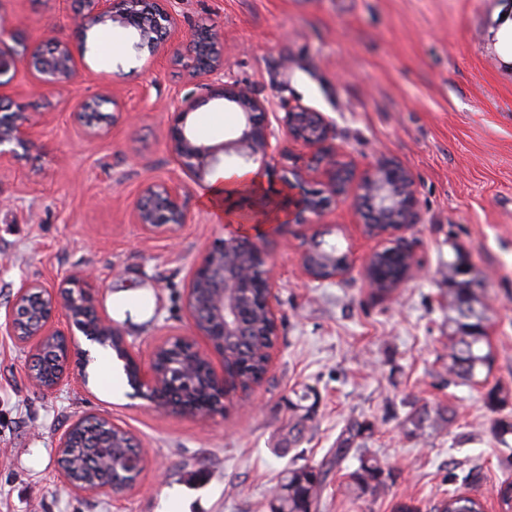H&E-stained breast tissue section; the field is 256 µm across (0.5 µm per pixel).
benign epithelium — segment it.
Returning a JSON list of instances; mask_svg holds the SVG:
<instances>
[{
  "label": "benign epithelium",
  "instance_id": "obj_1",
  "mask_svg": "<svg viewBox=\"0 0 512 512\" xmlns=\"http://www.w3.org/2000/svg\"><path fill=\"white\" fill-rule=\"evenodd\" d=\"M79 26L90 27L98 24L119 23L136 30L139 42L134 48L145 46L156 49L171 37L176 20L167 8V0H83L82 12L78 15ZM33 65L39 84L52 88L58 93L70 85L75 71V60L71 45L57 40L51 50H39ZM190 71L197 75H209L224 69V45L219 37H208L202 42L193 61L188 64ZM202 97L189 96L181 101L172 113L169 127V145L175 159L189 179L201 183L216 168L230 161L240 166L250 163L267 165L280 153V143L275 141V133L266 125L262 114L266 110L263 100L236 84H212L203 86ZM218 100L235 106L242 114L244 123L239 136L231 141L216 145L198 143L187 127L188 116L200 105ZM278 123L288 138L306 150V161L302 168L292 167L280 176L288 187V223L309 224L311 217L318 215L333 198L344 195L340 189L339 177L351 178L349 164L341 159L331 144V127L320 112H313L299 105L290 107L278 118ZM39 118L27 117L18 121L14 114L0 125V163L20 157L19 150H25L32 142ZM325 177L324 188L309 190L307 178L312 175ZM362 193L353 200V205L370 209L380 224L389 225V235L398 234L407 224L413 222L417 209L416 194L411 175L394 164L378 166L364 175L361 182ZM187 204L178 184L154 183L146 186L134 211L135 223L148 234H173L187 223ZM246 245L262 262L261 279L265 288L264 305L267 317L278 326V296L270 269L267 267L263 250L253 241L242 237H231L217 243L226 255H234L239 245ZM215 276L212 267V252H207L196 267L190 284L200 279ZM254 278V267L249 263L238 262L226 267L223 281L218 285L214 306L224 317V328L231 333L238 332L240 321L236 317V301L231 297L235 288H247ZM96 278L85 271L70 275L65 285L55 291L39 281H24L18 288L12 305L0 319V332L9 336H19V321L28 317L23 310V301L33 298L49 302L37 313L39 329L25 343L33 344L35 350H42L41 340L45 336L61 338L66 352L62 369L56 373L51 386H59L69 368L74 339L73 327L77 326L70 299L80 298L82 307L95 312L98 323L112 328L115 334L120 331L112 326L111 320L97 311ZM64 310L69 328L63 331L55 327L54 314ZM233 379L224 376L215 378V399L213 409L205 413L210 416L224 408V397L232 388ZM137 386L147 389L151 401L160 404L166 401L155 391L156 373L154 366L138 370Z\"/></svg>",
  "mask_w": 512,
  "mask_h": 512
}]
</instances>
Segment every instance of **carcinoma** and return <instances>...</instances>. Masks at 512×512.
<instances>
[{
  "label": "carcinoma",
  "mask_w": 512,
  "mask_h": 512,
  "mask_svg": "<svg viewBox=\"0 0 512 512\" xmlns=\"http://www.w3.org/2000/svg\"><path fill=\"white\" fill-rule=\"evenodd\" d=\"M412 263V254L403 249H386L377 253L368 270L371 286L379 293H388L399 276L407 271ZM469 267L462 258L448 263V280L453 285L449 289L448 317V375L465 382L477 383L482 372H490L493 357L485 334V309L477 307L475 289L481 282L475 278H465ZM212 288L208 282L196 285L195 302L202 311H209ZM263 289L254 288L250 301L241 313V321L247 325V336H223L213 331L211 340L218 349H224V370L237 379L239 387L246 391L259 382L266 373V350L276 337L266 319L263 304ZM105 350H112L124 361L123 369L129 382H134L136 366L120 338L110 335L90 337ZM45 348L52 355L50 363L35 370L36 379L43 385L61 368L65 358L63 349L47 338ZM154 364L167 384L174 382L178 403L189 410H204L211 405L214 397L212 369L210 364L190 351V347H161L155 353ZM512 395L498 386L491 387L485 394L489 407L496 409L508 403ZM454 410H416L409 417L412 426L410 433H423L428 427L452 422ZM372 434V426L359 421L346 425L336 440L332 457L318 464L295 463L282 471L271 512H317L323 485L333 467L348 456L358 461V467L348 474V488L355 499L376 498L386 494L391 472L385 470L380 461L369 455L367 439ZM140 453V448L125 430L112 427L99 420L85 421L78 426L59 459V465L71 478L86 488L111 485L117 489L132 479L123 461L132 454ZM436 512H483L481 500L465 491H454L436 507Z\"/></svg>",
  "instance_id": "1"
}]
</instances>
